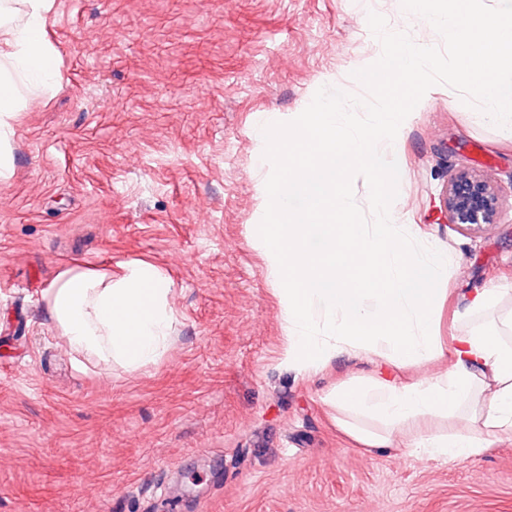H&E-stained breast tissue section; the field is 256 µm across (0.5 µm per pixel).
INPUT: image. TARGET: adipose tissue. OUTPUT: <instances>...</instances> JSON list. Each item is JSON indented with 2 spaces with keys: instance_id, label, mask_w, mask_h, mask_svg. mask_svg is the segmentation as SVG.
Here are the masks:
<instances>
[{
  "instance_id": "adipose-tissue-1",
  "label": "adipose tissue",
  "mask_w": 512,
  "mask_h": 512,
  "mask_svg": "<svg viewBox=\"0 0 512 512\" xmlns=\"http://www.w3.org/2000/svg\"><path fill=\"white\" fill-rule=\"evenodd\" d=\"M473 0H403L405 11L448 30L459 61L457 79L482 92L484 117L512 136V0L496 14L472 10ZM53 0H0V183L13 176V121L18 84L54 89L57 54L46 34ZM375 65L362 71L379 109L369 122L320 102L308 116L259 127L262 163L275 175L263 185L270 200L251 243L279 288L288 345L282 361L318 373L341 355L364 356L377 370L364 382L337 388L327 402L333 420L357 447L380 455L396 450L433 460L480 457L498 434L512 433V343L496 324L481 327L461 313L453 340L438 333L437 303L447 257L411 252L384 211L397 177L396 145L409 100L432 65L427 49L388 34ZM364 176L376 186L379 224L358 223L345 185ZM303 200L293 210L289 199ZM319 251L300 249L310 232ZM173 282L153 264L132 261L120 276L91 264L59 272L46 295L56 328L71 351L121 360L136 371L163 356L173 312ZM431 365L410 382L400 371ZM468 421L464 431L451 422Z\"/></svg>"
}]
</instances>
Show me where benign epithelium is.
Listing matches in <instances>:
<instances>
[{"instance_id":"1","label":"benign epithelium","mask_w":512,"mask_h":512,"mask_svg":"<svg viewBox=\"0 0 512 512\" xmlns=\"http://www.w3.org/2000/svg\"><path fill=\"white\" fill-rule=\"evenodd\" d=\"M445 207L450 223L480 228L495 222L499 193L485 178L463 172L449 184Z\"/></svg>"}]
</instances>
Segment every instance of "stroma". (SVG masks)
Returning a JSON list of instances; mask_svg holds the SVG:
<instances>
[{"mask_svg":"<svg viewBox=\"0 0 512 512\" xmlns=\"http://www.w3.org/2000/svg\"><path fill=\"white\" fill-rule=\"evenodd\" d=\"M433 65L403 129L385 207L411 248L448 252L439 333L479 292L512 314V139L461 86L445 33L400 0H54L59 87L23 86L0 184V512H512V436L448 463L371 454L324 402L372 364L280 362L263 223L259 120L318 101L368 118L360 65L382 35ZM500 194L495 224L449 223L450 180ZM141 260L172 280L168 350L131 371L73 353L44 293L76 263Z\"/></svg>","mask_w":512,"mask_h":512,"instance_id":"obj_1","label":"stroma"}]
</instances>
